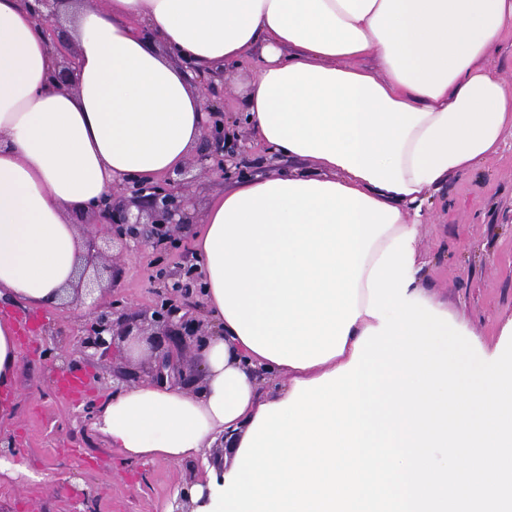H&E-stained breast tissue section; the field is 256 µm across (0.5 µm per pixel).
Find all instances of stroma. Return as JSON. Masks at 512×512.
Returning a JSON list of instances; mask_svg holds the SVG:
<instances>
[{
  "mask_svg": "<svg viewBox=\"0 0 512 512\" xmlns=\"http://www.w3.org/2000/svg\"><path fill=\"white\" fill-rule=\"evenodd\" d=\"M420 245L430 258L425 286L447 292L449 312L466 311L474 328L493 334L497 317L512 313V149L444 186ZM154 262L149 250L125 258L114 298L151 304ZM9 312L28 317L29 331L21 337L15 418L0 431L14 436L27 468L46 479L32 484L1 474L0 512H70L77 491L97 512H163L188 477L187 465L128 463L81 416L86 403L117 391L111 358L87 363V373L100 380L76 391L55 385L47 372V349L84 335L88 310L64 305L39 315L13 306Z\"/></svg>",
  "mask_w": 512,
  "mask_h": 512,
  "instance_id": "35a3bbf8",
  "label": "stroma"
}]
</instances>
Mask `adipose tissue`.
<instances>
[{
  "label": "adipose tissue",
  "mask_w": 512,
  "mask_h": 512,
  "mask_svg": "<svg viewBox=\"0 0 512 512\" xmlns=\"http://www.w3.org/2000/svg\"><path fill=\"white\" fill-rule=\"evenodd\" d=\"M30 2L0 0L5 305L61 304L84 253L68 210L186 164L205 114L159 46L205 72L261 52L241 119L278 171L224 186L199 217L214 332L195 384L145 379L98 408L93 429L130 462L203 458L222 438L239 450L262 406L347 365L380 325L367 278L386 247L420 230L449 178L512 147V91L492 64L512 0H64L73 91L50 85ZM18 370V326L0 316V423Z\"/></svg>",
  "instance_id": "adipose-tissue-1"
}]
</instances>
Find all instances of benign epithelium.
Instances as JSON below:
<instances>
[{"instance_id":"7a95c632","label":"benign epithelium","mask_w":512,"mask_h":512,"mask_svg":"<svg viewBox=\"0 0 512 512\" xmlns=\"http://www.w3.org/2000/svg\"><path fill=\"white\" fill-rule=\"evenodd\" d=\"M61 0H34L31 10L35 19L46 29L49 42L57 58L67 53V47L55 37L53 19ZM204 136L202 146L195 157L200 172L224 176L232 169L227 159L235 152V138L229 137L224 128V113L220 107L207 100L203 102ZM194 205L188 185L181 178L169 177L157 182L127 179L110 192L100 196L90 207V213L109 224L112 244L117 254L103 257L101 268L95 270V278L85 280L93 259L99 254L95 237H90L89 252L80 274L78 293L70 305H85V297L92 296L97 289L104 291L113 287L121 272V257L138 248H153L160 253L179 249L177 232L180 228L195 223ZM161 300L146 308L122 304L117 300L101 303L93 299L88 310L94 315L89 333L79 337L74 352L65 349L55 355L50 367L57 383L84 380L85 374L73 359L78 354L84 360L113 353L116 341L132 336H143L145 330L180 344L188 350H198L209 332L203 328L190 311L189 299L202 295L201 277L193 264L183 267L178 274L162 275L159 278ZM149 377L157 382L167 378H182L180 364L169 350L155 356L154 363L132 368L120 374L125 383L138 382Z\"/></svg>"}]
</instances>
